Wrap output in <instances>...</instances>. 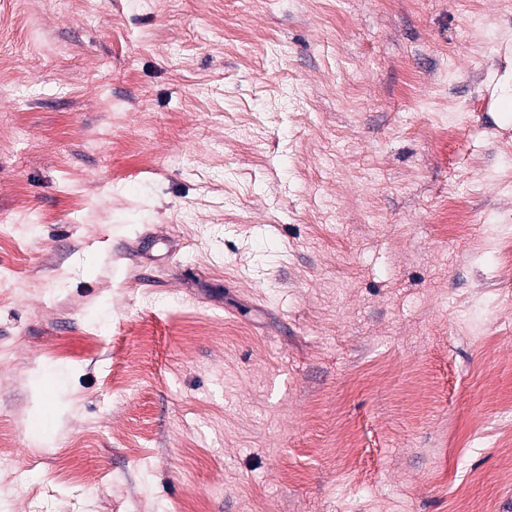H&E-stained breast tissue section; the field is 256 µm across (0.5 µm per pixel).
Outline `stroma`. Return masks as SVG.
<instances>
[{"label": "stroma", "mask_w": 512, "mask_h": 512, "mask_svg": "<svg viewBox=\"0 0 512 512\" xmlns=\"http://www.w3.org/2000/svg\"><path fill=\"white\" fill-rule=\"evenodd\" d=\"M1 224L11 512H512V0H0Z\"/></svg>", "instance_id": "stroma-1"}]
</instances>
